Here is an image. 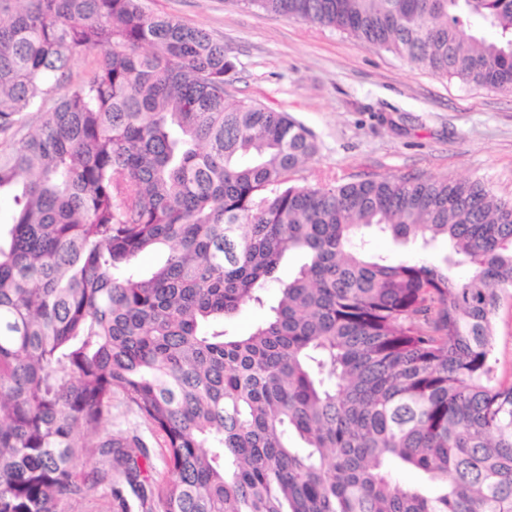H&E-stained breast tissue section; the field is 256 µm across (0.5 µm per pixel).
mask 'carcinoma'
I'll return each instance as SVG.
<instances>
[{"label": "carcinoma", "instance_id": "obj_1", "mask_svg": "<svg viewBox=\"0 0 512 512\" xmlns=\"http://www.w3.org/2000/svg\"><path fill=\"white\" fill-rule=\"evenodd\" d=\"M241 2L512 92V0ZM235 69L143 0H0V136L26 131L0 146V512H68L114 472L160 512H512V199L437 175L293 185L315 138L227 98ZM367 229L448 252L373 255ZM290 252L269 318L229 335ZM117 389L165 445L150 492L146 446L105 431ZM96 65L95 54L90 53L88 55L74 59L70 63L69 70L66 73L64 79V85L74 84L88 79ZM495 358L497 377L512 379V298L502 301L495 320Z\"/></svg>", "mask_w": 512, "mask_h": 512}]
</instances>
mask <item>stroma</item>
Wrapping results in <instances>:
<instances>
[{
  "instance_id": "obj_1",
  "label": "stroma",
  "mask_w": 512,
  "mask_h": 512,
  "mask_svg": "<svg viewBox=\"0 0 512 512\" xmlns=\"http://www.w3.org/2000/svg\"><path fill=\"white\" fill-rule=\"evenodd\" d=\"M147 10L205 29L236 64L230 97L290 113L316 137L319 150L295 184L400 174L477 179L512 198V93L466 85L329 28L245 7L241 0H145ZM305 258L289 253L263 306L243 307L225 323L244 336L271 314L279 281ZM499 379H512V298L495 320ZM109 431L141 439L151 465L147 485L161 481V441L122 393L112 395Z\"/></svg>"
}]
</instances>
